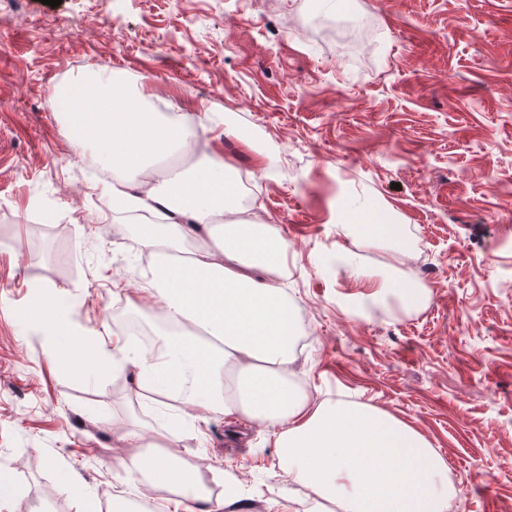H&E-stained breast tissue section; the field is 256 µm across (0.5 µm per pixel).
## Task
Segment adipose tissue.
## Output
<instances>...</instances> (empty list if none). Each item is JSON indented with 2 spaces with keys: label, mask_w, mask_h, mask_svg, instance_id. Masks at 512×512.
Returning <instances> with one entry per match:
<instances>
[{
  "label": "adipose tissue",
  "mask_w": 512,
  "mask_h": 512,
  "mask_svg": "<svg viewBox=\"0 0 512 512\" xmlns=\"http://www.w3.org/2000/svg\"><path fill=\"white\" fill-rule=\"evenodd\" d=\"M57 97L74 142L122 172L108 186L113 201L162 218L138 225L133 248L155 260L141 270L140 285L119 288L131 302L147 287L172 328L165 348L134 353L118 344L100 351L98 364L132 366L137 400L176 401L182 416L199 423L238 414L268 428L289 480L308 489L310 512H448V466L422 434L372 406L314 401L293 382L292 348L303 324L282 288L288 243L270 225L225 222L239 184L225 176L223 159L206 150L193 174L175 167L155 177L154 161L195 138L206 114L148 111L119 78L79 80ZM336 221L356 226L363 247L398 237L387 208L348 209ZM336 261L371 298L393 294L417 305L427 293L401 275L399 259L379 279L353 256L340 252ZM69 311L55 291L30 294L28 313L50 329L53 360L78 372L87 359ZM124 438L138 449L127 471L170 491L167 512H192L191 503L207 501L204 468L179 460L176 435L140 427Z\"/></svg>",
  "instance_id": "obj_1"
}]
</instances>
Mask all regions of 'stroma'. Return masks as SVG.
Segmentation results:
<instances>
[{"label": "stroma", "instance_id": "stroma-1", "mask_svg": "<svg viewBox=\"0 0 512 512\" xmlns=\"http://www.w3.org/2000/svg\"><path fill=\"white\" fill-rule=\"evenodd\" d=\"M319 0H0V469L14 512H102L167 491L136 480L120 430L179 434L178 456L223 468L237 507L269 512L308 491L289 482L265 427L208 423L170 402L135 403L132 370L77 376L52 361L23 311L30 288L64 294L84 333L116 336L136 282L97 165L70 138L50 93L76 78H144L163 113L206 112L213 149L253 185L248 217L288 242V282L312 342L295 379L407 422L445 457L456 512H512V0H352L336 15L355 44L323 35ZM245 131L237 139L236 131ZM392 207L424 248L430 295L360 300L325 262L353 246L338 205Z\"/></svg>", "mask_w": 512, "mask_h": 512}]
</instances>
